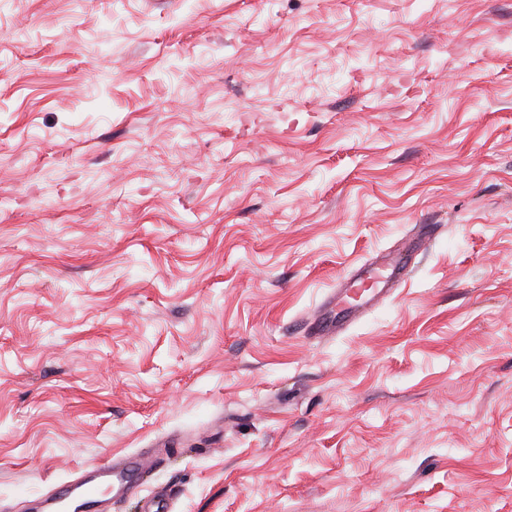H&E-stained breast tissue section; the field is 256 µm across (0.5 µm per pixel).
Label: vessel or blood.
<instances>
[{"mask_svg":"<svg viewBox=\"0 0 512 512\" xmlns=\"http://www.w3.org/2000/svg\"><path fill=\"white\" fill-rule=\"evenodd\" d=\"M429 244L426 237L411 239L386 260L366 261L341 277L310 323V334L317 338L337 335L390 297L409 274L416 255ZM152 465V457L140 451L91 462L68 482L44 493L37 510L99 512L112 493L133 492Z\"/></svg>","mask_w":512,"mask_h":512,"instance_id":"b4317fda","label":"vessel or blood"}]
</instances>
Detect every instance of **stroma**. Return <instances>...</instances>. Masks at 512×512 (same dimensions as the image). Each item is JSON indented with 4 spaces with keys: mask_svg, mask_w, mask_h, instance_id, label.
<instances>
[{
    "mask_svg": "<svg viewBox=\"0 0 512 512\" xmlns=\"http://www.w3.org/2000/svg\"><path fill=\"white\" fill-rule=\"evenodd\" d=\"M141 448L172 512H512V0H0V512ZM430 238H413L382 262L368 260L339 278L320 313L308 326L316 338L335 336L378 306L405 281L416 255L427 249Z\"/></svg>",
    "mask_w": 512,
    "mask_h": 512,
    "instance_id": "35a3bbf8",
    "label": "stroma"
}]
</instances>
